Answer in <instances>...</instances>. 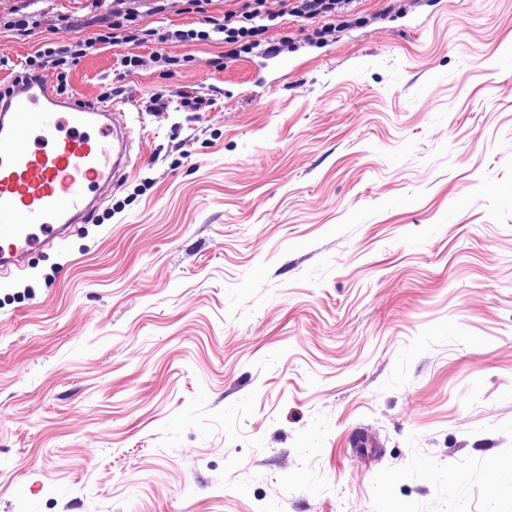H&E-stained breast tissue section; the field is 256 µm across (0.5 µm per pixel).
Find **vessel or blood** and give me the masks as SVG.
Returning <instances> with one entry per match:
<instances>
[{
    "mask_svg": "<svg viewBox=\"0 0 512 512\" xmlns=\"http://www.w3.org/2000/svg\"><path fill=\"white\" fill-rule=\"evenodd\" d=\"M124 102L87 103L44 75L0 98V277L26 269L36 247L66 240L127 176Z\"/></svg>",
    "mask_w": 512,
    "mask_h": 512,
    "instance_id": "vessel-or-blood-1",
    "label": "vessel or blood"
}]
</instances>
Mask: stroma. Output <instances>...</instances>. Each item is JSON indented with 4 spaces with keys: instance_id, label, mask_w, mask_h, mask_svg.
<instances>
[{
    "instance_id": "1",
    "label": "stroma",
    "mask_w": 512,
    "mask_h": 512,
    "mask_svg": "<svg viewBox=\"0 0 512 512\" xmlns=\"http://www.w3.org/2000/svg\"><path fill=\"white\" fill-rule=\"evenodd\" d=\"M353 7L322 43L284 16L273 58L135 41L68 70L132 99L131 170L0 279V512H512V0ZM111 21L0 0V88Z\"/></svg>"
}]
</instances>
